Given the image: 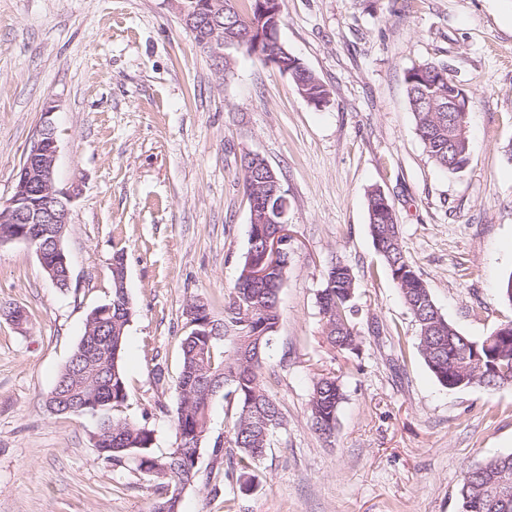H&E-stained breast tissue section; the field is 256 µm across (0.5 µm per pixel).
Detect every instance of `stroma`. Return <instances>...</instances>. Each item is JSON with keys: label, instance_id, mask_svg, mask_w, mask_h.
Segmentation results:
<instances>
[{"label": "stroma", "instance_id": "stroma-1", "mask_svg": "<svg viewBox=\"0 0 512 512\" xmlns=\"http://www.w3.org/2000/svg\"><path fill=\"white\" fill-rule=\"evenodd\" d=\"M279 36L329 92L315 107L294 82L238 51L218 72L175 0H0V203L43 119L58 141L55 181L77 188L63 238L71 283L56 288L33 248L0 245V512H150L155 481L97 452L95 420L45 399L86 318L112 295L122 254L134 315L122 415L175 446L184 308L224 296L247 249L240 160L263 156L288 191L291 259L267 379L285 426L246 490L212 456L210 432L181 512H458L466 473L512 453V386L442 387L400 290L375 251L367 192L380 187L405 255L439 311L479 339L512 321V0H282ZM447 65L469 99L471 159L449 174L415 131L405 76ZM343 261L356 276L357 351L332 349L318 294ZM339 377L336 437L312 430L318 373ZM234 497L233 509L224 500Z\"/></svg>", "mask_w": 512, "mask_h": 512}]
</instances>
